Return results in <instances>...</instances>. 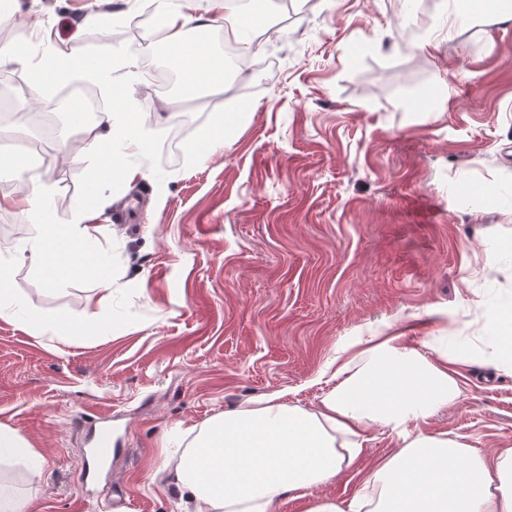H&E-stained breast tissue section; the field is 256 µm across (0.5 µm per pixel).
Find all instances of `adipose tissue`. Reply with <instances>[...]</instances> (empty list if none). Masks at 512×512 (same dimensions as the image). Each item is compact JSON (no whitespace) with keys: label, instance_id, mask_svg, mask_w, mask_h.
Returning <instances> with one entry per match:
<instances>
[{"label":"adipose tissue","instance_id":"obj_1","mask_svg":"<svg viewBox=\"0 0 512 512\" xmlns=\"http://www.w3.org/2000/svg\"><path fill=\"white\" fill-rule=\"evenodd\" d=\"M156 40L148 50L162 49L169 66L190 88L223 89L232 78L221 57L206 54L187 38L189 30L221 25L246 46L268 28L254 11L232 9L228 0H150ZM38 49L43 58L34 73L31 96L43 81L68 83L75 69L100 79L109 72L71 46L44 33ZM112 111L87 127L85 152L119 141L127 157L140 152L159 131L128 107L133 88L111 80ZM19 187L0 198L1 207H17L39 222L42 232L18 255L0 252V310L21 313L25 305L13 288L18 262L37 269L47 285L95 274L103 282L101 304L112 301L108 267L89 248L101 211L83 207L67 224L56 223L48 180L29 176L25 163L12 159ZM457 369L448 353L425 356L407 349L398 337L383 333L354 336L336 355L334 387L314 412L282 402L280 395L253 400L221 414L206 425L176 428L169 447L180 452L170 483L180 499L192 501L194 512H271L285 496L303 498L327 483L357 458L359 439L377 425L395 433L400 446L377 463L367 480L369 493L347 507L334 500H314L307 512H512V448L487 461L468 445L443 434L409 429L410 421L426 418L459 394ZM18 461L32 477H40L43 456L20 431L0 424V463Z\"/></svg>","mask_w":512,"mask_h":512}]
</instances>
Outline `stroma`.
<instances>
[{
	"instance_id": "obj_1",
	"label": "stroma",
	"mask_w": 512,
	"mask_h": 512,
	"mask_svg": "<svg viewBox=\"0 0 512 512\" xmlns=\"http://www.w3.org/2000/svg\"><path fill=\"white\" fill-rule=\"evenodd\" d=\"M446 8L424 16L404 0H290L268 5L256 67L223 91L160 92L135 85L132 106L163 132L137 163L145 179L103 193L108 225L97 249L112 272V304L84 277L50 287L29 264L13 286L33 324L0 316V423L45 460L40 480L0 466V488L35 512H178L161 468L177 426L205 425L249 401L282 395L318 410L329 365L349 337L400 322L407 348L432 354L447 336L470 353L461 393L419 429L447 434L484 458L512 448V362L494 354L501 307L512 308V19H473L437 40ZM122 11L153 30L144 0H16L0 44L34 50L44 29L126 78L135 37L87 25ZM46 84L30 109L45 115L18 137L0 119V156L25 155L70 221L106 150L71 163L85 135L57 111ZM190 116L187 141L168 146L172 112ZM229 143L205 158L190 143L222 114ZM60 315L72 329L49 327ZM110 417L114 446L96 494L80 475L92 418ZM397 446L369 429L356 464L315 488L359 493Z\"/></svg>"
}]
</instances>
